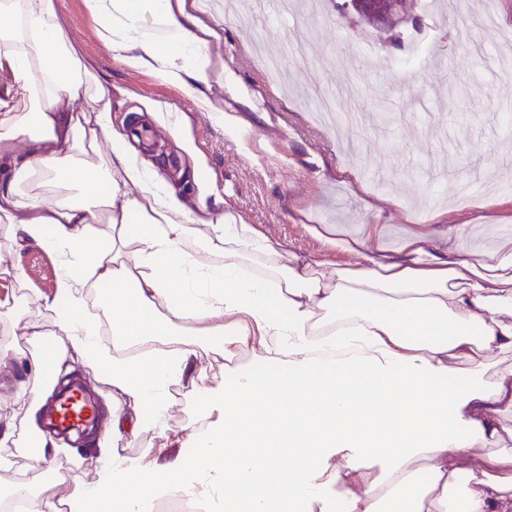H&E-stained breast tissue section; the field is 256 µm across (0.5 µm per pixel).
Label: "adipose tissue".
Masks as SVG:
<instances>
[{
	"mask_svg": "<svg viewBox=\"0 0 512 512\" xmlns=\"http://www.w3.org/2000/svg\"><path fill=\"white\" fill-rule=\"evenodd\" d=\"M84 5L129 64L186 86L215 74L197 0ZM0 15L19 20L0 32V74L13 79L0 89V224L12 251L39 244L59 267L53 296L35 297L53 335L24 332L48 343L46 356L0 346V367L26 374L14 404L44 466L58 452L42 427L46 371L87 364L112 386L110 430L85 457L98 479L72 478L71 512H141L192 489L218 512H512V247L473 257L417 235L389 256L332 237L365 255L335 265L206 202L189 208L113 133L111 88L65 32L57 0H0ZM83 89L98 109L74 111ZM90 281L105 289L108 350L87 315ZM205 349L228 361L247 349L258 366L205 391ZM174 387L199 407L183 436L168 425ZM146 434L156 453L123 455ZM368 462L378 477L365 476Z\"/></svg>",
	"mask_w": 512,
	"mask_h": 512,
	"instance_id": "1",
	"label": "adipose tissue"
}]
</instances>
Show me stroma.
<instances>
[{"instance_id": "obj_1", "label": "stroma", "mask_w": 512, "mask_h": 512, "mask_svg": "<svg viewBox=\"0 0 512 512\" xmlns=\"http://www.w3.org/2000/svg\"><path fill=\"white\" fill-rule=\"evenodd\" d=\"M417 25H404L399 43L388 34L344 14L337 0L317 9L283 13L277 6L250 10L244 23L225 25L207 17L209 47L225 65L223 80L191 87L157 72L133 67L115 56L88 15L84 0H58V16L80 44L92 70L112 87V127L123 134L140 130L139 150L152 177L189 201L205 197L215 211L259 225L290 251L331 263L357 257L331 248L316 233L327 224L345 238H357L375 224L389 252L406 236L426 233L439 250L451 247L480 254L487 246L479 230H512V178L501 159L512 142L501 114L512 104V82L500 59L512 54L504 39L512 31V0H495L496 23L483 22L486 0H457L442 13L433 0H413ZM431 36L427 56L401 67L412 43ZM262 38L282 62L287 94L260 70L252 45ZM373 44L374 66L363 48ZM188 122L180 135L156 120L151 110ZM476 227L459 237L457 228ZM21 269L23 282L12 273ZM57 262L38 245L11 253L0 228V283L14 285L19 299L0 316V339L23 346L22 322L52 331L49 313L30 294L53 295ZM82 442L68 443L53 472L34 459L12 455L0 470V485L32 476L37 488L64 496L73 475L95 481L78 469Z\"/></svg>"}]
</instances>
